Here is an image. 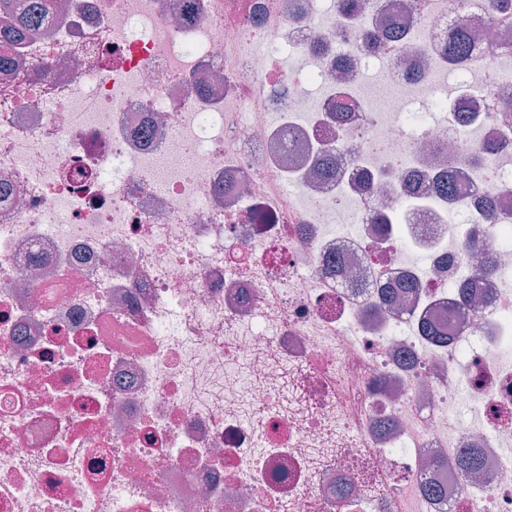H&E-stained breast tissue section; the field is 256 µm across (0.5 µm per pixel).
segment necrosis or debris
Returning a JSON list of instances; mask_svg holds the SVG:
<instances>
[{"instance_id":"4bbe7bcc","label":"necrosis or debris","mask_w":512,"mask_h":512,"mask_svg":"<svg viewBox=\"0 0 512 512\" xmlns=\"http://www.w3.org/2000/svg\"><path fill=\"white\" fill-rule=\"evenodd\" d=\"M360 2L50 0L13 43L0 512H512V34Z\"/></svg>"}]
</instances>
